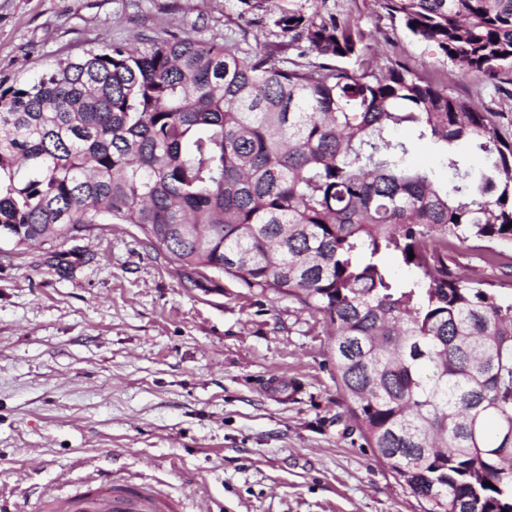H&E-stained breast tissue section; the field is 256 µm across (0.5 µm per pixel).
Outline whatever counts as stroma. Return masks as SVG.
Returning <instances> with one entry per match:
<instances>
[{
	"mask_svg": "<svg viewBox=\"0 0 512 512\" xmlns=\"http://www.w3.org/2000/svg\"><path fill=\"white\" fill-rule=\"evenodd\" d=\"M365 32L367 59L398 61L497 113L512 135V75L482 81L415 40L382 0H318ZM274 59L296 50L236 0H0V82L28 83L110 42L164 33ZM463 276L512 282L449 246ZM319 315L234 280L196 286L132 224L53 244L0 242V506L38 512L115 470L204 512H423L373 454L336 386Z\"/></svg>",
	"mask_w": 512,
	"mask_h": 512,
	"instance_id": "1",
	"label": "stroma"
}]
</instances>
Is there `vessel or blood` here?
Masks as SVG:
<instances>
[{
	"mask_svg": "<svg viewBox=\"0 0 512 512\" xmlns=\"http://www.w3.org/2000/svg\"><path fill=\"white\" fill-rule=\"evenodd\" d=\"M40 512H172L173 506L154 488L124 478L103 475L83 492L61 495L46 489Z\"/></svg>",
	"mask_w": 512,
	"mask_h": 512,
	"instance_id": "vessel-or-blood-1",
	"label": "vessel or blood"
}]
</instances>
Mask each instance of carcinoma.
Wrapping results in <instances>:
<instances>
[{
    "instance_id": "1",
    "label": "carcinoma",
    "mask_w": 512,
    "mask_h": 512,
    "mask_svg": "<svg viewBox=\"0 0 512 512\" xmlns=\"http://www.w3.org/2000/svg\"><path fill=\"white\" fill-rule=\"evenodd\" d=\"M383 8L473 77L512 73V0ZM267 19L317 61L169 34L0 89V241L134 224L193 283L296 300L333 329L348 411L424 512H512V296L448 265L455 240L486 263L512 249V139L405 65L373 68L348 20ZM403 125L442 147L447 184L390 138ZM386 254L418 276L394 281Z\"/></svg>"
}]
</instances>
